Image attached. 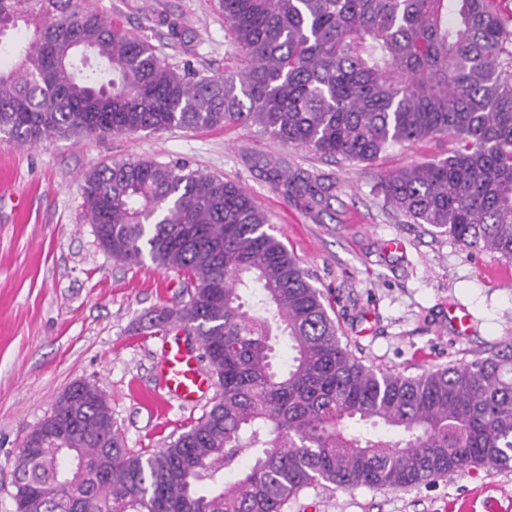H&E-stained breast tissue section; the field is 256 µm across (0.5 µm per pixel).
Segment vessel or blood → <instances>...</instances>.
Returning a JSON list of instances; mask_svg holds the SVG:
<instances>
[{
  "mask_svg": "<svg viewBox=\"0 0 512 512\" xmlns=\"http://www.w3.org/2000/svg\"><path fill=\"white\" fill-rule=\"evenodd\" d=\"M158 372L167 393L184 405L196 403L209 381L198 354L175 335L163 344Z\"/></svg>",
  "mask_w": 512,
  "mask_h": 512,
  "instance_id": "vessel-or-blood-1",
  "label": "vessel or blood"
}]
</instances>
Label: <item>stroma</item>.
I'll list each match as a JSON object with an SVG mask.
<instances>
[{
  "label": "stroma",
  "instance_id": "1",
  "mask_svg": "<svg viewBox=\"0 0 512 512\" xmlns=\"http://www.w3.org/2000/svg\"><path fill=\"white\" fill-rule=\"evenodd\" d=\"M148 36L176 69L235 71L219 0H87ZM452 137L398 147L370 163L336 162L249 127L44 138L0 136V512H15L12 463L24 436L74 382L96 385L128 448L152 451L208 411L167 399L156 365L167 338L152 311L187 300L184 273L114 260L83 208V176L116 160L180 161L237 181L272 233L309 271L329 315L363 362L419 374L468 362L512 339V261L412 224L376 191L382 176L447 156ZM316 180L286 192L275 173ZM471 316L467 334L448 321ZM284 512H512V470L454 473L406 491L318 485Z\"/></svg>",
  "mask_w": 512,
  "mask_h": 512
}]
</instances>
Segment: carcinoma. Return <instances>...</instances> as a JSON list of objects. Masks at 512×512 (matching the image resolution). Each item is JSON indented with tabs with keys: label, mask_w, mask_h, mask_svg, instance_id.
<instances>
[{
	"label": "carcinoma",
	"mask_w": 512,
	"mask_h": 512,
	"mask_svg": "<svg viewBox=\"0 0 512 512\" xmlns=\"http://www.w3.org/2000/svg\"><path fill=\"white\" fill-rule=\"evenodd\" d=\"M506 0H220L234 73H180L148 38L80 0H0V135L104 137L255 127L325 159L368 163L441 136L444 158L380 178L386 206L512 260V8ZM25 31L15 50L10 36ZM285 191L319 194L283 175ZM116 260L183 271L181 307L216 394L170 444L125 446L104 392L72 384L13 462L16 512H283L322 482L407 490L512 468V340L407 375L342 344L322 291L233 180L154 160L84 177ZM288 341V363L276 343ZM243 464L236 480L224 472Z\"/></svg>",
	"instance_id": "obj_1"
}]
</instances>
